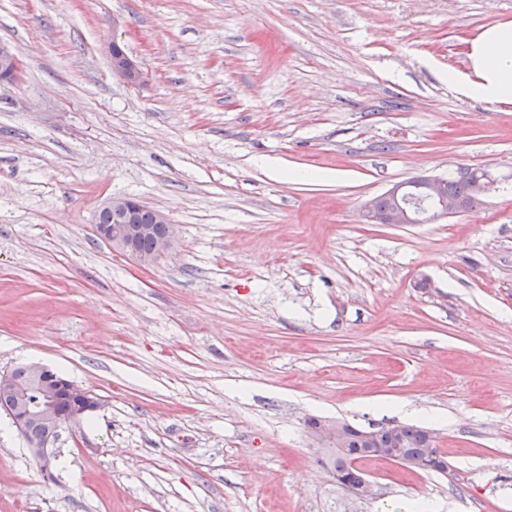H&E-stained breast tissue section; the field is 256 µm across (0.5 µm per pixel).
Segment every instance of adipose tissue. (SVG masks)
Wrapping results in <instances>:
<instances>
[{"mask_svg": "<svg viewBox=\"0 0 512 512\" xmlns=\"http://www.w3.org/2000/svg\"><path fill=\"white\" fill-rule=\"evenodd\" d=\"M467 74L449 72L448 83L468 98L512 101V21L482 28L469 42Z\"/></svg>", "mask_w": 512, "mask_h": 512, "instance_id": "ef3b65f1", "label": "adipose tissue"}]
</instances>
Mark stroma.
Listing matches in <instances>:
<instances>
[{
  "instance_id": "stroma-1",
  "label": "stroma",
  "mask_w": 512,
  "mask_h": 512,
  "mask_svg": "<svg viewBox=\"0 0 512 512\" xmlns=\"http://www.w3.org/2000/svg\"><path fill=\"white\" fill-rule=\"evenodd\" d=\"M504 20L512 0H0L24 64L0 100V372L102 404L50 479L0 411V512H512V102L447 79ZM479 166L475 209L361 218ZM124 195L177 226L153 266L94 232ZM311 418L422 426L448 470L368 459L354 498ZM110 66L112 75L131 84L141 81L142 72L137 63L127 54L124 48L113 41L110 47ZM444 179L448 196L464 200L467 209L479 203L480 196L488 194L494 187V182L485 170L484 176L474 183V191L477 194L473 191V180L468 171L466 173L460 171L457 175ZM383 194L385 197L381 196L379 199L376 196L364 203L362 208L364 223L415 224L418 221L413 218L412 210L407 203H403V198L406 201L410 196L420 197L429 204V207L423 212L424 219L420 221L422 223L435 222L464 211V206L458 200L448 198L442 178L425 176L400 181L393 184ZM389 197L396 202L393 206L392 199Z\"/></svg>"
}]
</instances>
